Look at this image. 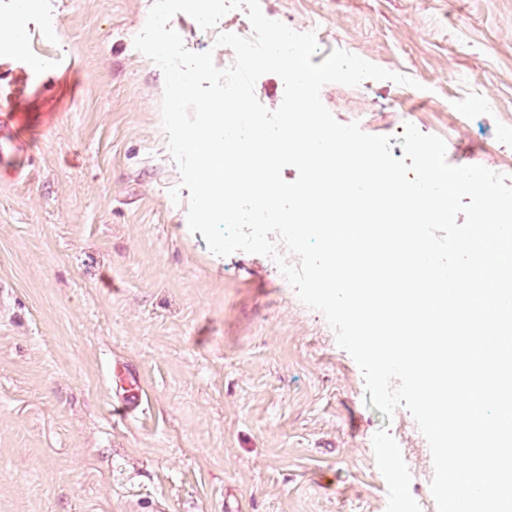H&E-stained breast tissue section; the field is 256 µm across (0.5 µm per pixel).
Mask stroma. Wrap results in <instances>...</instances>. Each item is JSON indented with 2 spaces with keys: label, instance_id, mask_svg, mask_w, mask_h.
I'll list each match as a JSON object with an SVG mask.
<instances>
[{
  "label": "stroma",
  "instance_id": "obj_1",
  "mask_svg": "<svg viewBox=\"0 0 512 512\" xmlns=\"http://www.w3.org/2000/svg\"><path fill=\"white\" fill-rule=\"evenodd\" d=\"M154 0H31L23 51H0V114L21 147L0 174V512H386L372 438L433 470L411 414L386 418L325 317L262 255L210 253L172 202L162 70L135 50ZM418 82L323 86L337 121L396 135L400 113L512 166V0H260ZM170 21L224 64L221 33ZM493 97L496 111L479 107ZM146 398L114 415V371Z\"/></svg>",
  "mask_w": 512,
  "mask_h": 512
}]
</instances>
